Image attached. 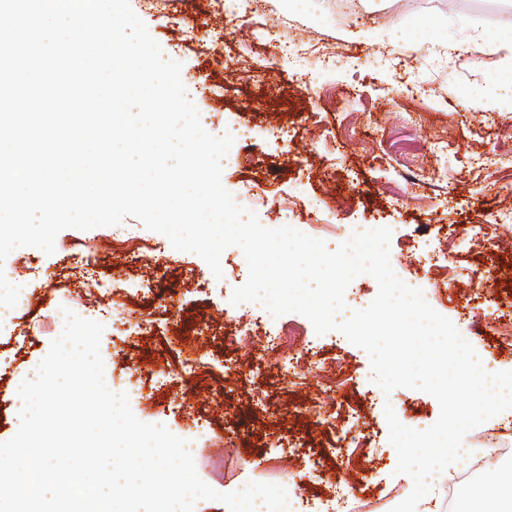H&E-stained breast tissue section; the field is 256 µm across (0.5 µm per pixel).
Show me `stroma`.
Instances as JSON below:
<instances>
[{"instance_id": "stroma-1", "label": "stroma", "mask_w": 512, "mask_h": 512, "mask_svg": "<svg viewBox=\"0 0 512 512\" xmlns=\"http://www.w3.org/2000/svg\"><path fill=\"white\" fill-rule=\"evenodd\" d=\"M130 6L167 59L196 89L203 127L216 136L245 133L222 160V184L235 202L255 187L266 191L253 209L263 224L327 225L324 240L349 224L392 231L390 263L396 275L426 288L430 305L448 318L499 371L512 369V288L476 295L472 271L497 269L512 279V252L472 241L471 228L512 212V0H357L337 14L336 0H269L267 14H213L208 0H179L169 12ZM196 40H189L187 23ZM133 229L160 251L128 258L123 240ZM53 254L14 249L0 269L23 273L37 300L15 319L0 321V439L10 440L20 411L18 378L39 365L58 336L56 311L85 315V287L112 284L117 300L144 316L139 334L104 327L100 354L108 388L127 393L134 415L151 424L164 418L171 432L203 420L215 434L234 429L236 447L205 450L195 459L199 477L226 493L252 482L284 484L309 456L322 458L325 478L306 481L312 512H325L335 477L357 471L369 451L380 463L362 499L390 512L384 497L404 490L397 473L386 408L399 422L424 430L438 419L437 400L422 391L384 392L373 380L368 353L337 330L314 334L311 365L292 378L279 366L295 353L281 342L263 385L234 383L224 404L200 375L192 389L165 375L130 388L134 367L176 364L194 346L215 366L246 368L260 341H240L236 323L253 312L232 305L248 264L239 248L224 252L222 278L196 254L176 250L163 234L137 219L58 233ZM456 272L443 282L444 265ZM441 287H434V280ZM175 292L178 308L162 301ZM324 403L329 427H315L307 408ZM358 414L369 444L338 447L334 426Z\"/></svg>"}]
</instances>
